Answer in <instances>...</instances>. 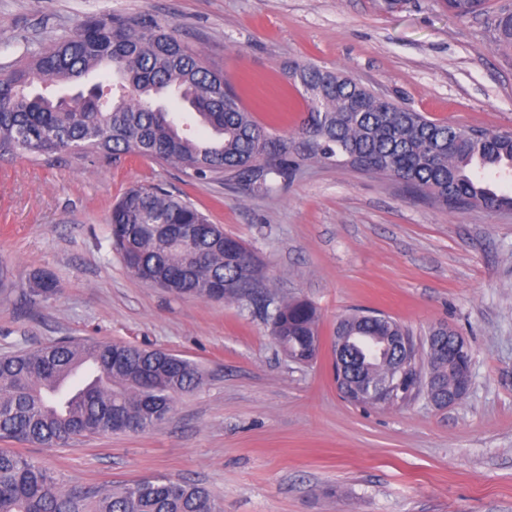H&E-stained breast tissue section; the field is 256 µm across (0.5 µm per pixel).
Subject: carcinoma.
Instances as JSON below:
<instances>
[{
  "label": "carcinoma",
  "mask_w": 512,
  "mask_h": 512,
  "mask_svg": "<svg viewBox=\"0 0 512 512\" xmlns=\"http://www.w3.org/2000/svg\"><path fill=\"white\" fill-rule=\"evenodd\" d=\"M487 0H448L458 18L477 15ZM497 42L512 55V14L496 23ZM99 72L87 94L53 88ZM307 108L302 124L277 134L239 103L224 74L202 65L200 54L174 30L149 16L111 12L88 17L80 29L27 50L0 74V158H51L66 153L136 154L174 163L190 178L234 179L270 193L305 162L388 176L452 209H512V195L486 174L512 168V133L492 135L435 122L376 95L340 71L311 63L290 67ZM174 93L185 105L175 119L158 99ZM113 249L136 268L138 279L178 296L246 300L268 310L271 335L293 361L319 352L317 311L305 300L274 301L259 259L224 235L190 201L155 186H135L112 206ZM59 291L44 272L31 279L29 297L48 301ZM369 336L384 346L403 336L400 354L375 356L345 376L357 383L385 378L395 357L414 379L389 399L393 405L420 392L440 395L456 378L448 361L427 362L428 341L393 318L356 312L336 332ZM79 364L95 379L66 397L57 383ZM203 380L195 362L130 344L59 340L0 354V440L64 446L82 438L156 427L176 400ZM0 512H224L206 488L164 477L122 486L65 487L46 468L0 449Z\"/></svg>",
  "instance_id": "obj_1"
}]
</instances>
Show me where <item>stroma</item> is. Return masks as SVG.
Wrapping results in <instances>:
<instances>
[{
	"instance_id": "1",
	"label": "stroma",
	"mask_w": 512,
	"mask_h": 512,
	"mask_svg": "<svg viewBox=\"0 0 512 512\" xmlns=\"http://www.w3.org/2000/svg\"><path fill=\"white\" fill-rule=\"evenodd\" d=\"M174 26L246 110L286 132L306 104L292 61L348 74L429 119L512 132V62L489 0L460 20L445 0H0V71L24 46L74 34L100 12ZM181 195L264 265L275 296L312 303L321 340L290 361L246 301L177 297L133 276L108 214L128 188ZM0 353L59 339L123 342L196 362L204 379L159 427L66 447L6 448L91 487L164 476L206 487L224 512H512V210L445 209L398 182L306 162L279 191L191 179L145 158L0 160ZM60 293L26 294L29 273ZM356 309L416 339L438 322L468 343L472 382L455 405L426 394L389 406L336 388L337 320ZM30 284L29 297L33 300L48 301L59 291L56 279L44 272L33 274Z\"/></svg>"
}]
</instances>
